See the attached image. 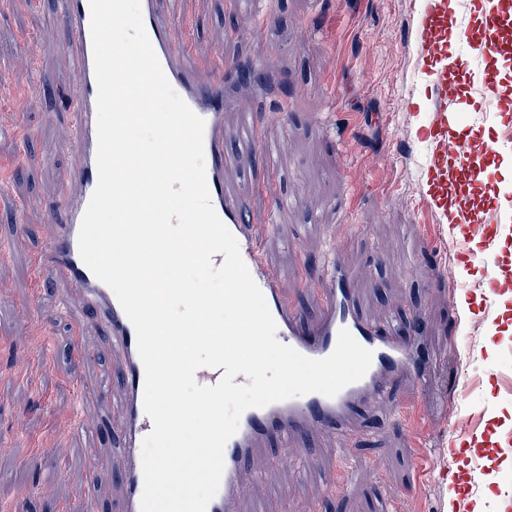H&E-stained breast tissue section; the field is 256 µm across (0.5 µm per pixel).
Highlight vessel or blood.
<instances>
[{"label":"vessel or blood","instance_id":"obj_1","mask_svg":"<svg viewBox=\"0 0 512 512\" xmlns=\"http://www.w3.org/2000/svg\"><path fill=\"white\" fill-rule=\"evenodd\" d=\"M468 4L471 10L482 12L485 29L480 32L466 27L460 35L480 55L493 57L496 44L491 32L501 24L500 0H468ZM446 8V0H423L421 21L416 28L420 55L430 62L426 76L434 93L428 132L432 142L430 167L443 189L470 173L472 163L470 153L458 139L448 136V115L456 111L460 95L448 82L442 51ZM55 9L72 63L73 81L66 110L74 133L75 164L57 206L48 214L54 232L33 255L31 263L41 278L56 288L60 311L74 321L76 340H83L94 331L102 332L122 359L119 392L107 388L93 394L91 400L104 411L115 412L119 420V512H140L142 441L153 428L143 408L144 368L131 322L113 291L83 263L78 248L80 224L98 181V86L89 0H55ZM141 14L167 80L205 122V172L211 204L238 241L241 256L276 322L277 339L306 357L321 359L334 351L340 330L346 329L372 352L365 376L335 397L311 393L252 408L242 415L237 433L225 446L219 490L207 507V512H240L238 480L252 462L261 440L275 438L287 450L298 438L310 436L315 430L348 438L359 410L385 401L402 381H411L416 391H423L426 374L415 367L422 341L420 337L404 335L400 315H390L382 321L368 318L357 292L348 286L351 271L335 258L323 271L327 286L320 315L314 323L305 321L284 294L279 274L242 218L243 207L256 190L253 179L248 177L235 184L224 179V166L232 157L233 147L246 143L263 154L273 152L270 143L260 136L257 115L246 95L228 88L229 79L236 75V64L226 62L220 48L209 60L190 61L189 48L179 38L184 16L177 0H141ZM471 91L483 103L512 97V88L500 84L489 71L479 74ZM229 107L238 112L236 123L230 127L224 123V111Z\"/></svg>","mask_w":512,"mask_h":512}]
</instances>
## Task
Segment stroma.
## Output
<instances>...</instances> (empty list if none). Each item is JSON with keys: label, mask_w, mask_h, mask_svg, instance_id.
I'll return each mask as SVG.
<instances>
[{"label": "stroma", "mask_w": 512, "mask_h": 512, "mask_svg": "<svg viewBox=\"0 0 512 512\" xmlns=\"http://www.w3.org/2000/svg\"><path fill=\"white\" fill-rule=\"evenodd\" d=\"M181 2L192 59L220 45L290 85L288 99L252 101L276 154L246 152L224 169L225 180L247 172L259 184L245 220L285 295L315 317L325 282L307 262L337 250L367 315L403 313L430 369L419 415L401 410L415 400L405 383L387 408L360 411L347 447L316 435L302 462L263 445L240 480L242 512H380L385 499L396 512H449L448 425L457 420L486 440L473 462L482 512H494L498 489L512 485V290L480 316L486 264L462 257L448 226L420 208L433 191L419 137L433 94L415 41L420 0H271L264 28L243 5ZM33 41L46 53L27 57ZM67 70L54 0H0V437L22 435L0 445V512H68L93 500L106 512L121 492L120 469L111 482L93 480L94 462L70 430L77 396L120 360L101 337L75 346L29 265L73 159ZM510 128L512 102L468 110L460 137L481 146V177L460 210L512 196V153L502 146ZM278 195L292 205L272 231L263 219Z\"/></svg>", "instance_id": "obj_1"}]
</instances>
